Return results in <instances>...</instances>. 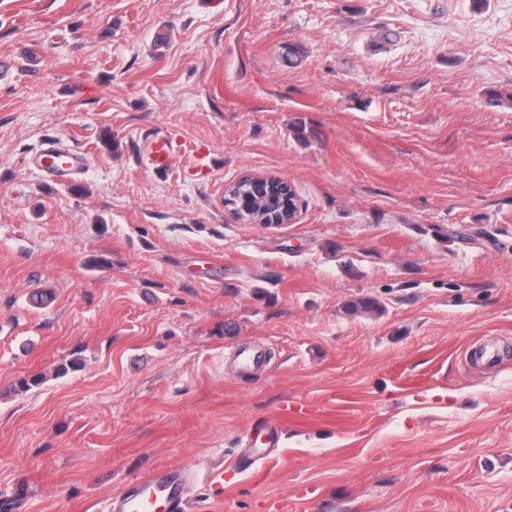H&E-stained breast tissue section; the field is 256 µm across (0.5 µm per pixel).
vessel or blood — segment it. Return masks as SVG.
Wrapping results in <instances>:
<instances>
[{
    "label": "vessel or blood",
    "instance_id": "vessel-or-blood-1",
    "mask_svg": "<svg viewBox=\"0 0 512 512\" xmlns=\"http://www.w3.org/2000/svg\"><path fill=\"white\" fill-rule=\"evenodd\" d=\"M175 153L167 138L152 139L148 159L153 169H166ZM39 167L50 177L62 179L84 164V157L79 152L61 150L50 146L40 151L37 156ZM186 479L183 470L164 468L144 476L135 484L132 493L121 494L113 498V512H155L159 499H166L173 512H181L184 505Z\"/></svg>",
    "mask_w": 512,
    "mask_h": 512
}]
</instances>
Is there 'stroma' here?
<instances>
[{"label": "stroma", "mask_w": 512, "mask_h": 512, "mask_svg": "<svg viewBox=\"0 0 512 512\" xmlns=\"http://www.w3.org/2000/svg\"><path fill=\"white\" fill-rule=\"evenodd\" d=\"M1 56L0 499L512 512V0H0ZM174 153L171 141L165 137H156L150 142L148 159L153 169L161 171L169 166ZM84 156L72 150H61L52 145L43 148L37 156L39 167L50 177L63 179L84 164ZM243 176L250 177L251 184L240 194V198L237 199L238 204H231L234 210H229L238 221L269 225L270 223H266V216L257 219L255 209L258 207V213L268 210L267 215H271V224H276V218L284 216L286 212H288V219L283 224L294 223L298 210L291 215L290 200H298V197L294 187L288 181L273 174L245 173L239 178ZM278 180L281 183H278ZM186 479L180 468H164L144 476L130 494L112 499L111 512H155L159 496H164L169 507L183 510Z\"/></svg>", "instance_id": "stroma-1"}]
</instances>
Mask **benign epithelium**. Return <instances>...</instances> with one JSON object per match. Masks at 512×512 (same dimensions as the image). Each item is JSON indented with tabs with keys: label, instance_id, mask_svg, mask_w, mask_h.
<instances>
[{
	"label": "benign epithelium",
	"instance_id": "obj_1",
	"mask_svg": "<svg viewBox=\"0 0 512 512\" xmlns=\"http://www.w3.org/2000/svg\"><path fill=\"white\" fill-rule=\"evenodd\" d=\"M248 177L251 184L240 194L231 214L243 223L264 225L266 218L259 219L256 213L266 211L273 220L286 214L285 223H294L296 215L291 213L290 204V200L297 198L294 187L273 174L250 173Z\"/></svg>",
	"mask_w": 512,
	"mask_h": 512
}]
</instances>
